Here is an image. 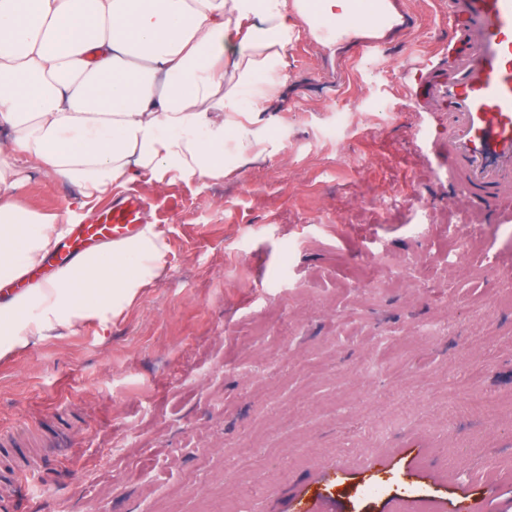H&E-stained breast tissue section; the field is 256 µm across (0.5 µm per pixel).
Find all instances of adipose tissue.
<instances>
[{
    "instance_id": "ef3b65f1",
    "label": "adipose tissue",
    "mask_w": 512,
    "mask_h": 512,
    "mask_svg": "<svg viewBox=\"0 0 512 512\" xmlns=\"http://www.w3.org/2000/svg\"><path fill=\"white\" fill-rule=\"evenodd\" d=\"M397 21L391 0H0V359L88 323L108 332L166 273L169 242L148 224L18 287L67 233L20 203L30 169L87 214L137 180L224 181L278 151L263 116L298 28L331 52Z\"/></svg>"
}]
</instances>
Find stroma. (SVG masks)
<instances>
[{
	"mask_svg": "<svg viewBox=\"0 0 512 512\" xmlns=\"http://www.w3.org/2000/svg\"><path fill=\"white\" fill-rule=\"evenodd\" d=\"M394 7L370 52L299 32L267 164L134 183L164 278L108 336L0 363V431H27L54 488L1 486L16 512H208L213 486L227 512H512V223L449 200L444 116L416 102L445 0ZM72 197L37 172L21 190L43 212Z\"/></svg>",
	"mask_w": 512,
	"mask_h": 512,
	"instance_id": "35a3bbf8",
	"label": "stroma"
}]
</instances>
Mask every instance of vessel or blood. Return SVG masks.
Masks as SVG:
<instances>
[{"label":"vessel or blood","mask_w":512,"mask_h":512,"mask_svg":"<svg viewBox=\"0 0 512 512\" xmlns=\"http://www.w3.org/2000/svg\"><path fill=\"white\" fill-rule=\"evenodd\" d=\"M444 68L414 63L420 97L447 112L448 190L470 221L512 223V0H447ZM145 202L129 191L74 225L46 259L50 272L104 242L137 235Z\"/></svg>","instance_id":"obj_1"}]
</instances>
